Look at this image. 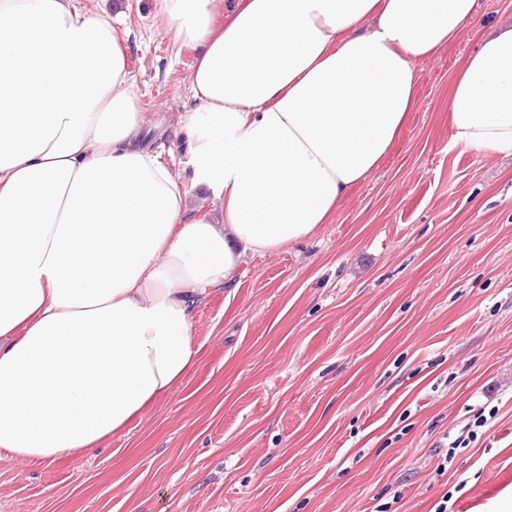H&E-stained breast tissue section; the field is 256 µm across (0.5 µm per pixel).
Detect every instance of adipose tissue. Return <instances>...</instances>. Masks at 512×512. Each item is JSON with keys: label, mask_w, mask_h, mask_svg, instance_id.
<instances>
[{"label": "adipose tissue", "mask_w": 512, "mask_h": 512, "mask_svg": "<svg viewBox=\"0 0 512 512\" xmlns=\"http://www.w3.org/2000/svg\"><path fill=\"white\" fill-rule=\"evenodd\" d=\"M476 0H158L199 51L189 210L140 141L117 21L0 0V460L97 449L193 365L191 318L255 255L307 240L387 154L418 64ZM452 146L512 154V26L456 74Z\"/></svg>", "instance_id": "1"}]
</instances>
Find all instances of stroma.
Wrapping results in <instances>:
<instances>
[{
    "instance_id": "35a3bbf8",
    "label": "stroma",
    "mask_w": 512,
    "mask_h": 512,
    "mask_svg": "<svg viewBox=\"0 0 512 512\" xmlns=\"http://www.w3.org/2000/svg\"><path fill=\"white\" fill-rule=\"evenodd\" d=\"M119 17L143 143L190 205L196 59L157 0ZM512 0L417 69L387 157L313 236L192 316L195 365L99 449L0 462V512H498L512 497V156L451 146L454 74Z\"/></svg>"
}]
</instances>
